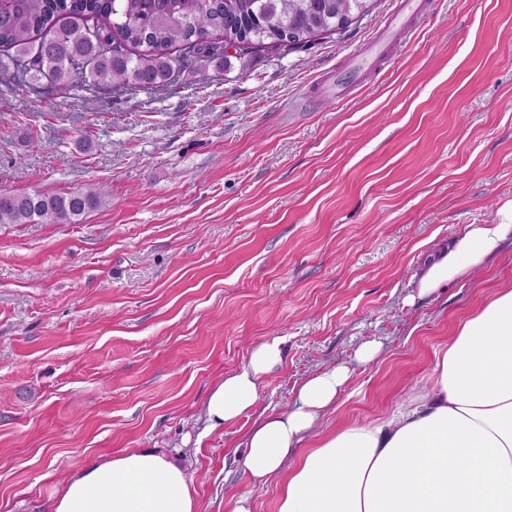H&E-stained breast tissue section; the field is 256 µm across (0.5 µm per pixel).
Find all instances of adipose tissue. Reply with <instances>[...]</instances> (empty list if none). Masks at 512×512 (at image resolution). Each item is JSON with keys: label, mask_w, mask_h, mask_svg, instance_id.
<instances>
[{"label": "adipose tissue", "mask_w": 512, "mask_h": 512, "mask_svg": "<svg viewBox=\"0 0 512 512\" xmlns=\"http://www.w3.org/2000/svg\"><path fill=\"white\" fill-rule=\"evenodd\" d=\"M512 239V200L494 223L468 224L417 280L428 296L496 255ZM282 360L278 340L226 375L204 407L211 426L237 419ZM349 379L338 366L297 388L288 411L246 433L243 466L278 478L277 512H512V285L495 289L435 355L433 385L403 410L316 433ZM311 448H303L306 438ZM51 512H198L177 460L150 449L102 458L72 474Z\"/></svg>", "instance_id": "obj_1"}]
</instances>
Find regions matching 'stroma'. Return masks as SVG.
Here are the masks:
<instances>
[{"mask_svg": "<svg viewBox=\"0 0 512 512\" xmlns=\"http://www.w3.org/2000/svg\"><path fill=\"white\" fill-rule=\"evenodd\" d=\"M371 2L311 47L162 89L0 86V191L108 192L78 224H0V512H48L71 474L140 448L184 465L200 512L242 493L276 512L277 480L236 450L251 427L340 365L323 428L391 414L512 283L509 241L414 287L435 243L512 199V0H419L364 84L327 96L401 8ZM273 339L256 404L210 427L212 387Z\"/></svg>", "mask_w": 512, "mask_h": 512, "instance_id": "1", "label": "stroma"}]
</instances>
